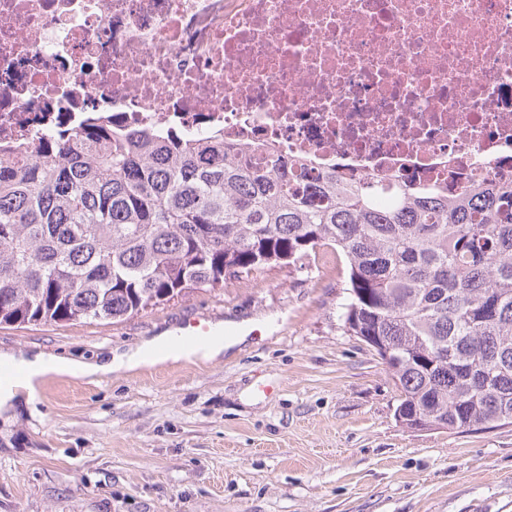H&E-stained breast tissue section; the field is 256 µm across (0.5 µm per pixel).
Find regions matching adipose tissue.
<instances>
[{"label":"adipose tissue","instance_id":"obj_1","mask_svg":"<svg viewBox=\"0 0 512 512\" xmlns=\"http://www.w3.org/2000/svg\"><path fill=\"white\" fill-rule=\"evenodd\" d=\"M173 339L172 331L168 330L145 341L133 351L96 362H82L60 358L55 363L50 364L47 363L45 355L40 352L20 357L11 353L0 352V363L7 362L25 370L29 381L32 382L37 381L50 371L68 376L107 375L119 370L133 371L150 365L152 353L168 345Z\"/></svg>","mask_w":512,"mask_h":512}]
</instances>
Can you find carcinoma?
<instances>
[{
  "mask_svg": "<svg viewBox=\"0 0 512 512\" xmlns=\"http://www.w3.org/2000/svg\"><path fill=\"white\" fill-rule=\"evenodd\" d=\"M0 159V325L120 321L320 247L341 318L396 359V412L448 432L512 424V182L455 196L391 177H298L224 138L90 125Z\"/></svg>",
  "mask_w": 512,
  "mask_h": 512,
  "instance_id": "carcinoma-1",
  "label": "carcinoma"
}]
</instances>
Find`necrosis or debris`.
Returning <instances> with one entry per match:
<instances>
[{"label":"necrosis or debris","mask_w":512,"mask_h":512,"mask_svg":"<svg viewBox=\"0 0 512 512\" xmlns=\"http://www.w3.org/2000/svg\"><path fill=\"white\" fill-rule=\"evenodd\" d=\"M90 123L512 179V0H0V147Z\"/></svg>","instance_id":"necrosis-or-debris-1"}]
</instances>
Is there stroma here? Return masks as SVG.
<instances>
[{"label":"stroma","instance_id":"35a3bbf8","mask_svg":"<svg viewBox=\"0 0 512 512\" xmlns=\"http://www.w3.org/2000/svg\"><path fill=\"white\" fill-rule=\"evenodd\" d=\"M343 256L262 269L121 322L0 325V352L95 361L190 316L248 320L205 363L46 374L0 414V512H512V426L417 431L341 320Z\"/></svg>","mask_w":512,"mask_h":512}]
</instances>
